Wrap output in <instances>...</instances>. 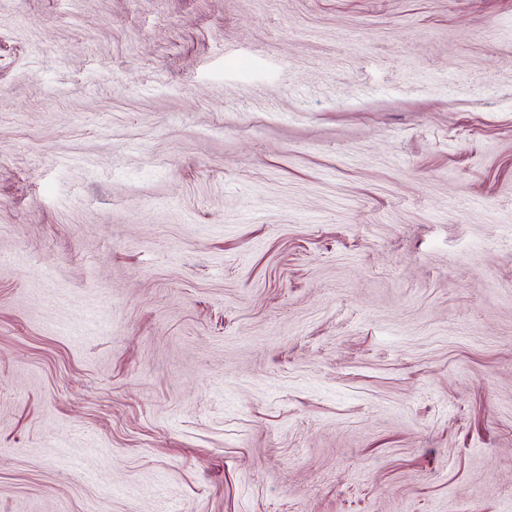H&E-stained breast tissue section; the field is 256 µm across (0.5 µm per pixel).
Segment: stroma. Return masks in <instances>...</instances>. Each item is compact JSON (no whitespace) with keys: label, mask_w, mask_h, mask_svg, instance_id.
Instances as JSON below:
<instances>
[{"label":"stroma","mask_w":512,"mask_h":512,"mask_svg":"<svg viewBox=\"0 0 512 512\" xmlns=\"http://www.w3.org/2000/svg\"><path fill=\"white\" fill-rule=\"evenodd\" d=\"M512 512V0H0V512Z\"/></svg>","instance_id":"stroma-1"}]
</instances>
